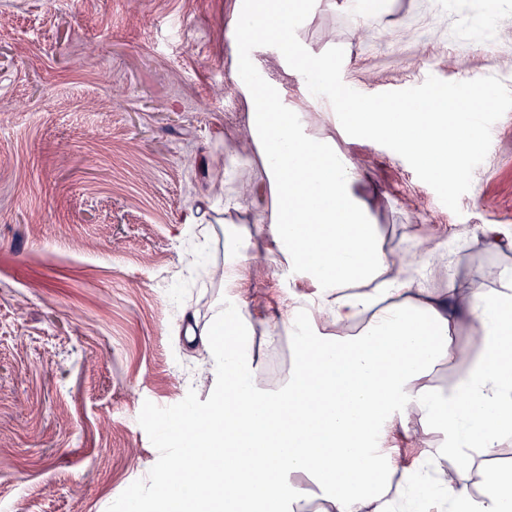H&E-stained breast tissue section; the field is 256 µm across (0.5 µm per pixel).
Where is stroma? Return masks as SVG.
<instances>
[{
    "label": "stroma",
    "instance_id": "stroma-1",
    "mask_svg": "<svg viewBox=\"0 0 512 512\" xmlns=\"http://www.w3.org/2000/svg\"><path fill=\"white\" fill-rule=\"evenodd\" d=\"M241 0H0V512L152 506L179 452L166 430L208 413L211 352L187 340L224 297L221 222L252 230L246 298L276 302L290 277L258 236L273 198L231 79ZM297 37L342 47L365 90L484 76L512 89V0H386L363 24L315 0ZM255 66L313 136L363 175L356 196L385 250L437 252L436 292L496 289L512 250V111L452 212L394 151L345 133L279 50ZM202 221L186 223L191 212ZM207 236L204 269L189 270Z\"/></svg>",
    "mask_w": 512,
    "mask_h": 512
}]
</instances>
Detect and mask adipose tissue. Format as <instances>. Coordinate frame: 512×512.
<instances>
[{
    "label": "adipose tissue",
    "mask_w": 512,
    "mask_h": 512,
    "mask_svg": "<svg viewBox=\"0 0 512 512\" xmlns=\"http://www.w3.org/2000/svg\"><path fill=\"white\" fill-rule=\"evenodd\" d=\"M284 99L281 87H265L249 128L274 195L259 232L296 288L273 312L237 295L250 256L242 229L225 225L228 297L206 331L224 399L172 427L191 435L187 467L206 481L160 474V512H286L307 502L305 489L288 488L297 473L323 485L319 512H512L511 471L475 494L445 464L494 455L512 420V269L500 272V288L472 289L464 304L436 295L427 283L442 264L423 262L417 278L379 244L354 195L361 172L308 134ZM462 319L478 335L467 357L453 341ZM258 331L271 348L291 341V367L273 387L251 351ZM458 362L465 369L449 389L431 385ZM416 419L437 442L420 439ZM403 442L416 455L404 457ZM360 469L369 481H358Z\"/></svg>",
    "instance_id": "obj_1"
}]
</instances>
